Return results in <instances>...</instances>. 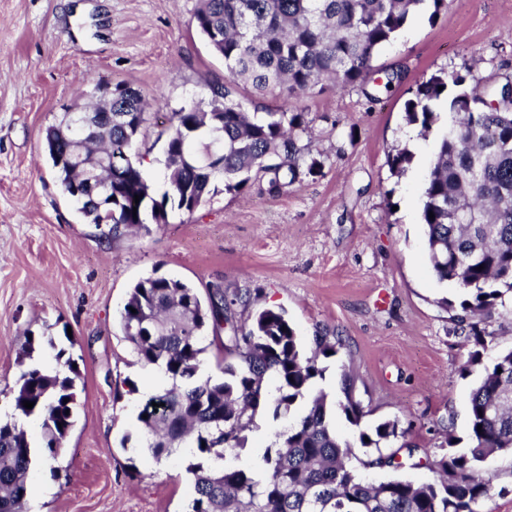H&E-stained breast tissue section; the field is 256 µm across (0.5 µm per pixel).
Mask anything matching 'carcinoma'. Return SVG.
<instances>
[{
	"mask_svg": "<svg viewBox=\"0 0 512 512\" xmlns=\"http://www.w3.org/2000/svg\"><path fill=\"white\" fill-rule=\"evenodd\" d=\"M430 3L435 17L445 0H200L192 24L224 60L225 82L211 86L208 101L170 114L161 132L166 174L160 192L145 176L146 154L138 143L149 121L142 93L113 86L110 117L93 99L86 109L98 110L101 119L85 133L83 147L98 165L112 168V203L98 212L83 206L80 211L116 238L167 224L176 211L193 212L218 181L229 193L256 184L272 197L280 195L300 175L304 112L283 105L252 114L234 97V85L248 83L259 96L279 89L289 97L321 91L327 82L363 88L379 50ZM497 97L496 107L484 106L469 70L440 73L421 82L405 108L407 123L425 137L439 123L448 126L436 141L420 212L437 280L459 289L457 299L442 303L453 311L452 335L474 347L464 370L479 371L469 395L467 450L455 449L451 435L441 454L422 449L434 473L430 482L363 481L346 459L364 448L373 453L369 464L400 467L398 452L383 448L398 436L397 422L360 428L364 412L347 379L346 402L339 408L358 432L351 441L339 438L328 395L317 387L325 373L320 357L336 354V343L318 334L306 351L281 309L244 316L252 300L248 290L228 296L217 286L203 297L181 280L150 276L131 289L120 325L137 361L172 381L146 400L137 421L153 460L179 448L197 457L187 467L194 486L189 512H480L492 496L494 480L484 463L512 453V349L483 364L486 331L480 322L512 303V82L503 83ZM71 125L64 111L44 135L62 190L77 177L75 168L58 166L56 158ZM215 125L224 133L219 172L204 160L208 128ZM412 160L405 147L389 156L396 174ZM208 334L224 360L220 380L198 379ZM35 350L27 331L17 353L24 369L11 402L15 413L42 420V446L33 445L15 418L0 421V512H28L37 456L57 457L75 425V360L61 348L55 365L46 366L34 360ZM268 378L275 381L272 389ZM25 401L33 408H25ZM261 411L275 420L288 418V427L274 433L259 463L239 466L244 432Z\"/></svg>",
	"mask_w": 512,
	"mask_h": 512,
	"instance_id": "carcinoma-1",
	"label": "carcinoma"
}]
</instances>
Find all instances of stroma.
<instances>
[{"mask_svg": "<svg viewBox=\"0 0 512 512\" xmlns=\"http://www.w3.org/2000/svg\"><path fill=\"white\" fill-rule=\"evenodd\" d=\"M200 0H0V417L21 368L24 332L50 329L54 347L34 357L53 364L66 349L80 376L77 424L59 460H37L30 512H185L193 497L189 457L157 462L139 439L143 402L132 386L153 376L131 352L119 310L141 279L160 274L204 290H258L253 310L283 308L303 343L316 329L341 346L323 360L319 382L331 403L353 396L363 427L398 423L390 448L413 449L400 469L348 466L363 479L422 483L432 474L422 449L468 442V348L450 335L442 299L457 288L429 264L420 202L434 137L405 120V104L431 75L472 70L484 89L512 77V0H446L437 17L413 16L374 61L376 79L399 81L367 99L360 88L327 86L287 99L275 92L236 97L257 110H302V137L320 174L300 175L278 197L218 189L196 210L176 213L136 236L110 238L62 195L43 149L62 106L106 79L143 92L151 120L140 147L145 172L164 180L157 136L168 115L208 99L224 62L191 24ZM414 155L403 173L388 159ZM353 381L344 391L343 376ZM493 496L481 512H512V456L490 457Z\"/></svg>", "mask_w": 512, "mask_h": 512, "instance_id": "35a3bbf8", "label": "stroma"}]
</instances>
